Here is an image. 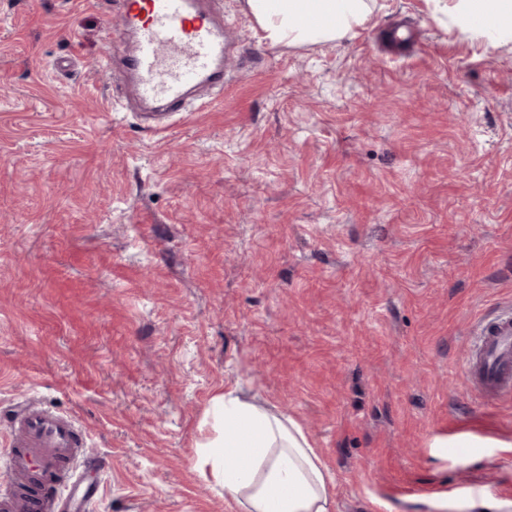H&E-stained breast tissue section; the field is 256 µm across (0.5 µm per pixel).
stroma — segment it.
I'll return each instance as SVG.
<instances>
[{"label":"stroma","mask_w":512,"mask_h":512,"mask_svg":"<svg viewBox=\"0 0 512 512\" xmlns=\"http://www.w3.org/2000/svg\"><path fill=\"white\" fill-rule=\"evenodd\" d=\"M214 7L233 82L151 131L110 0H0V446L34 400L85 430L95 512H243L193 469L235 386L301 423L334 512L512 502V397L459 386L512 315V42L435 0L303 45Z\"/></svg>","instance_id":"obj_1"}]
</instances>
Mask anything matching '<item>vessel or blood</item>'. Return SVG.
<instances>
[{
  "label": "vessel or blood",
  "mask_w": 512,
  "mask_h": 512,
  "mask_svg": "<svg viewBox=\"0 0 512 512\" xmlns=\"http://www.w3.org/2000/svg\"><path fill=\"white\" fill-rule=\"evenodd\" d=\"M207 2L119 0L135 34L123 59L143 102L184 112L202 106L195 87L223 89L229 37ZM462 384L487 400L512 394L511 317L482 328ZM84 456L85 435L73 418L25 404L0 456V512H90L96 492L76 469Z\"/></svg>",
  "instance_id": "b4317fda"
}]
</instances>
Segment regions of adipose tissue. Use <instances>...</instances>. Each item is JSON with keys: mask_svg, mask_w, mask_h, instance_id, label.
Here are the masks:
<instances>
[{"mask_svg": "<svg viewBox=\"0 0 512 512\" xmlns=\"http://www.w3.org/2000/svg\"><path fill=\"white\" fill-rule=\"evenodd\" d=\"M371 0H246L270 44L334 41L356 35ZM465 31L512 39V0H448ZM194 469L244 512H333L335 484L298 421L242 398L215 393L203 417Z\"/></svg>", "mask_w": 512, "mask_h": 512, "instance_id": "adipose-tissue-1", "label": "adipose tissue"}]
</instances>
